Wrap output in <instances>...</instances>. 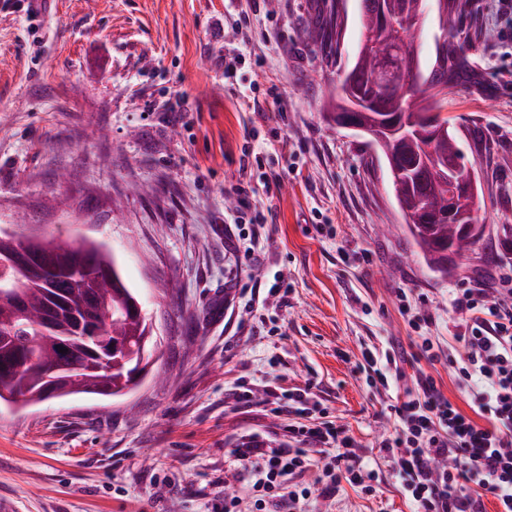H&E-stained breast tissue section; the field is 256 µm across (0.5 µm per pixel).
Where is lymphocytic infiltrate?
Wrapping results in <instances>:
<instances>
[{
    "label": "lymphocytic infiltrate",
    "mask_w": 512,
    "mask_h": 512,
    "mask_svg": "<svg viewBox=\"0 0 512 512\" xmlns=\"http://www.w3.org/2000/svg\"><path fill=\"white\" fill-rule=\"evenodd\" d=\"M451 309L453 346L442 351L426 338L416 357L447 359L470 409L460 410L432 375L419 372L414 389L391 407L396 428L381 449L417 512H484L487 496L496 500V512H512V277L491 288L456 289ZM264 394L278 399L274 412L287 423L284 440L250 436L234 450L238 471L250 478L251 512L271 506L295 512L303 500L314 510L344 481L373 493L376 475L354 442L334 422L314 420L310 388ZM312 469L318 472L312 485L294 490L295 479Z\"/></svg>",
    "instance_id": "obj_1"
}]
</instances>
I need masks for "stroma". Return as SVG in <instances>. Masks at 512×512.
<instances>
[{"instance_id": "35a3bbf8", "label": "stroma", "mask_w": 512, "mask_h": 512, "mask_svg": "<svg viewBox=\"0 0 512 512\" xmlns=\"http://www.w3.org/2000/svg\"><path fill=\"white\" fill-rule=\"evenodd\" d=\"M330 6L48 0L36 27L0 9V225L106 243L161 350L126 395L0 405V499L15 512H206L223 493L247 496L232 450L281 420L261 406L235 411L229 391L242 381L258 393L311 386L378 473L375 495L344 484L323 512H411L380 449L391 404L422 369L461 410L468 401L447 363H403L384 394L358 363L367 347H410L398 292L431 316L423 334L444 347L452 289L512 274V240L499 233L512 225V0L466 2L483 35L442 109L479 132L460 148L488 237L445 278L409 243L366 136L330 119L360 36L358 0H346L336 55L308 43L306 20ZM234 47L246 63L228 83ZM246 145L265 155L261 169L240 170ZM275 176L279 190L266 193ZM240 186L246 210L225 203ZM259 212L267 238L248 264Z\"/></svg>"}]
</instances>
